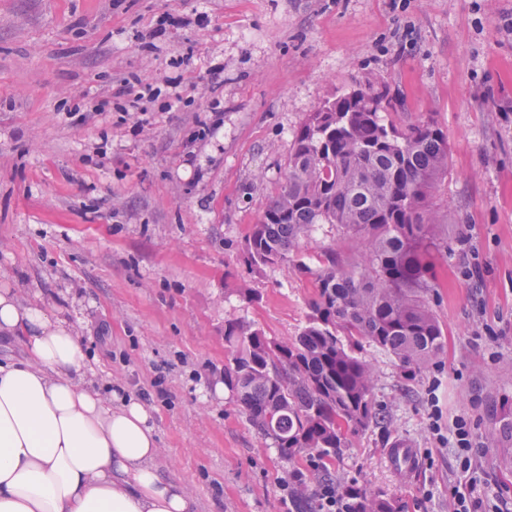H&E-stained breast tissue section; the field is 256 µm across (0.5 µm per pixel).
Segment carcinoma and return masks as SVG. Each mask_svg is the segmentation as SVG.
I'll list each match as a JSON object with an SVG mask.
<instances>
[{
  "label": "carcinoma",
  "mask_w": 512,
  "mask_h": 512,
  "mask_svg": "<svg viewBox=\"0 0 512 512\" xmlns=\"http://www.w3.org/2000/svg\"><path fill=\"white\" fill-rule=\"evenodd\" d=\"M387 87L353 89L324 102L296 131L280 191L242 248L256 269L293 260L301 238L334 224L354 240L355 257L333 248L301 259L312 275L310 315L288 341L244 320L224 322V387L258 437L290 461L326 463L347 447L346 432L387 425L374 399L367 343L410 373L439 362L443 330L428 299L435 258L448 252V211L438 203L448 177V137L430 116L398 126ZM512 447V412L491 439ZM356 512H403L402 505L363 493Z\"/></svg>",
  "instance_id": "1"
}]
</instances>
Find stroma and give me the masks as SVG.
Instances as JSON below:
<instances>
[{
    "label": "stroma",
    "instance_id": "stroma-1",
    "mask_svg": "<svg viewBox=\"0 0 512 512\" xmlns=\"http://www.w3.org/2000/svg\"><path fill=\"white\" fill-rule=\"evenodd\" d=\"M511 19L512 0H0V290L74 328L99 390L147 396L155 465L197 512H285L296 472L307 495L319 487L308 458L266 447L215 387L225 321L278 340L305 325L312 278L250 268L242 246L294 132L368 83L389 88L387 120L429 114L448 135V252L429 295L444 352L409 377L360 347L388 424L349 434L328 469L404 512H453L471 480L478 512H512V450L488 441L512 411ZM131 75L158 91L140 133L110 93ZM398 437L419 452L401 474L386 457Z\"/></svg>",
    "mask_w": 512,
    "mask_h": 512
}]
</instances>
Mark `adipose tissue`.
<instances>
[{"mask_svg": "<svg viewBox=\"0 0 512 512\" xmlns=\"http://www.w3.org/2000/svg\"><path fill=\"white\" fill-rule=\"evenodd\" d=\"M20 332L25 358L0 362V512H196L155 465L146 404L103 397L67 322L2 291L0 339Z\"/></svg>", "mask_w": 512, "mask_h": 512, "instance_id": "1", "label": "adipose tissue"}]
</instances>
